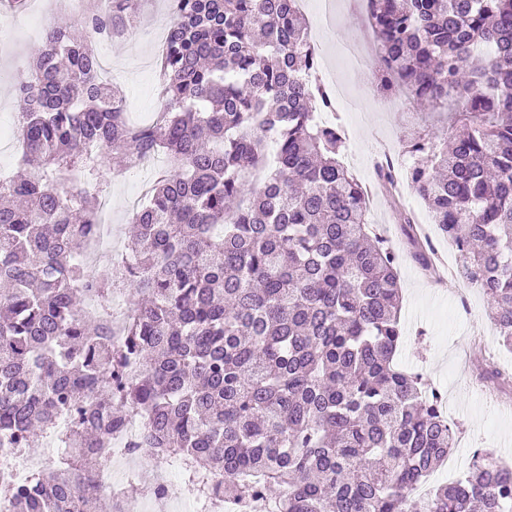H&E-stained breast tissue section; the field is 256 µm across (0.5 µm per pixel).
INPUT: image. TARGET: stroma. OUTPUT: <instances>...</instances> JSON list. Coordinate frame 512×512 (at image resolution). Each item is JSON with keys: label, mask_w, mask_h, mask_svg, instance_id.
Wrapping results in <instances>:
<instances>
[{"label": "stroma", "mask_w": 512, "mask_h": 512, "mask_svg": "<svg viewBox=\"0 0 512 512\" xmlns=\"http://www.w3.org/2000/svg\"><path fill=\"white\" fill-rule=\"evenodd\" d=\"M52 2L33 0L27 9L0 17L7 45L6 51L0 52V125L13 124L22 109L9 76L28 70L40 43L31 35L28 22L41 12L55 17ZM338 3L334 28L328 36L316 38L315 43L327 73L347 84L355 103V111L343 114L342 121L348 134V149L357 161L356 173L368 186L376 178L373 164L378 153L404 151L408 132L427 126L440 129L444 123L427 106L414 113L398 111L379 95L371 75H357L354 67L337 55V42L360 41L371 32L359 0ZM168 23V0H144L140 21L132 34L97 44L104 75L121 86L128 97L126 118L130 123H148L158 109L156 51ZM112 169V161H105L102 171L110 184L106 221L113 233L125 241L132 228L133 202L151 182L155 167L119 176L113 175ZM402 207L398 198L369 205L374 230L400 253L403 301L399 363L421 371L425 382L443 395L448 416L459 425L453 450L457 469H464L478 449L512 456V393H500L477 379L490 362L512 374V349L502 345L488 317L484 296L468 280L455 273L446 283L433 282L411 258L400 232Z\"/></svg>", "instance_id": "obj_1"}]
</instances>
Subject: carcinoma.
<instances>
[{"instance_id": "cac0c4a2", "label": "carcinoma", "mask_w": 512, "mask_h": 512, "mask_svg": "<svg viewBox=\"0 0 512 512\" xmlns=\"http://www.w3.org/2000/svg\"><path fill=\"white\" fill-rule=\"evenodd\" d=\"M151 123L125 119L95 40L133 32L142 0H87L51 22L12 79L26 173L0 183V452L55 432L68 449L0 512H97L89 490L132 418V454L182 460L197 496L266 497L275 512H512V469L478 450L415 497L455 447L443 396L398 368L399 256L342 158L336 95L317 77L294 0H168ZM385 97L451 108L455 135L416 130L406 179L512 347V0H368ZM276 153L268 152L269 142ZM163 151L132 223L112 342V269L75 245L100 224L102 157ZM427 267L435 250L416 238Z\"/></svg>"}]
</instances>
